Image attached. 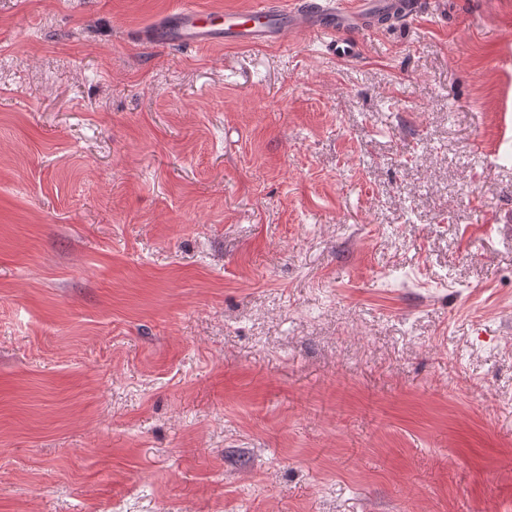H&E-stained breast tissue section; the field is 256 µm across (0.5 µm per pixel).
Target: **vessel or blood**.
Wrapping results in <instances>:
<instances>
[{
  "label": "vessel or blood",
  "mask_w": 512,
  "mask_h": 512,
  "mask_svg": "<svg viewBox=\"0 0 512 512\" xmlns=\"http://www.w3.org/2000/svg\"><path fill=\"white\" fill-rule=\"evenodd\" d=\"M422 6L423 0H381L378 10L408 20ZM367 12L364 2L354 9L344 0H295L288 8L279 0H257L245 11H214L198 7L194 0H182L153 28L140 31L138 37L161 48L282 45L303 32L332 37L366 30Z\"/></svg>",
  "instance_id": "obj_1"
}]
</instances>
